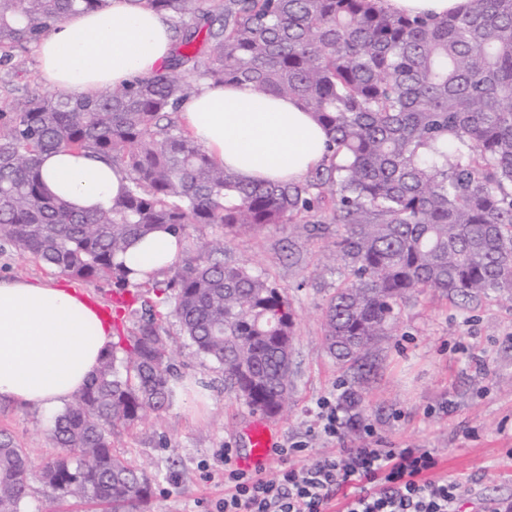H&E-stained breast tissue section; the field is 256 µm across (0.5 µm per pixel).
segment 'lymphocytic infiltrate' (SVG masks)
Segmentation results:
<instances>
[{
  "label": "lymphocytic infiltrate",
  "mask_w": 512,
  "mask_h": 512,
  "mask_svg": "<svg viewBox=\"0 0 512 512\" xmlns=\"http://www.w3.org/2000/svg\"><path fill=\"white\" fill-rule=\"evenodd\" d=\"M304 446L277 449L286 460L267 479L234 466L224 451L222 512H459L466 478L440 473L432 448H341L310 464H297Z\"/></svg>",
  "instance_id": "1"
}]
</instances>
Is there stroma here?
I'll return each instance as SVG.
<instances>
[{
	"label": "stroma",
	"instance_id": "obj_1",
	"mask_svg": "<svg viewBox=\"0 0 512 512\" xmlns=\"http://www.w3.org/2000/svg\"><path fill=\"white\" fill-rule=\"evenodd\" d=\"M327 238L309 224H268L238 235L227 263L264 268L297 312L292 407L274 417L275 445H306L312 463L340 448L435 449L441 470L472 477L460 512H481L487 499L512 505V300L489 297L469 308L427 293L401 306L394 336L383 343L370 376L360 382L339 369L323 343L322 309L343 268ZM59 280L45 266L0 246V278ZM179 377L201 381L204 394L181 392L158 416L116 430L117 452L145 469L153 494L145 512H219L224 499L225 447L245 451L244 429L257 415L224 385L218 364L196 354L168 319ZM358 395L356 425L328 440L318 428L322 400ZM52 417L0 402V429L13 433L34 468L54 454Z\"/></svg>",
	"mask_w": 512,
	"mask_h": 512
}]
</instances>
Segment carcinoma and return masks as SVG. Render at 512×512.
Listing matches in <instances>:
<instances>
[{"instance_id":"1","label":"carcinoma","mask_w":512,"mask_h":512,"mask_svg":"<svg viewBox=\"0 0 512 512\" xmlns=\"http://www.w3.org/2000/svg\"><path fill=\"white\" fill-rule=\"evenodd\" d=\"M383 0H145L172 22L164 67L93 97L15 89L0 106V243L78 282L110 284L136 315L54 421L56 454L34 473L0 430V512H25L30 482L61 502L138 512L152 479L112 451V433L177 396L165 321L255 412L286 410L295 312L269 274L215 255L267 224H334L346 275L324 310V346L363 377L402 302L426 292L460 306L512 296V0H469L427 20ZM109 0H0V66L56 23ZM249 83L298 99L332 149L297 183H247L173 115L202 83ZM112 160L127 186L109 209L77 211L50 194L43 153ZM223 236L142 281L116 258L158 229Z\"/></svg>"}]
</instances>
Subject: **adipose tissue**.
<instances>
[{"instance_id":"adipose-tissue-1","label":"adipose tissue","mask_w":512,"mask_h":512,"mask_svg":"<svg viewBox=\"0 0 512 512\" xmlns=\"http://www.w3.org/2000/svg\"><path fill=\"white\" fill-rule=\"evenodd\" d=\"M173 42L168 18L144 0H111L56 24L36 53L46 84L91 96L154 74ZM180 117L217 163L247 182L297 181L329 158L324 129L294 98L208 83L184 101ZM41 170L51 192L83 211L111 205L125 183L111 162L64 150L44 154ZM181 254L160 229L134 240L120 260L159 274ZM112 342L111 326L70 288L0 279V402L54 410L82 390Z\"/></svg>"}]
</instances>
